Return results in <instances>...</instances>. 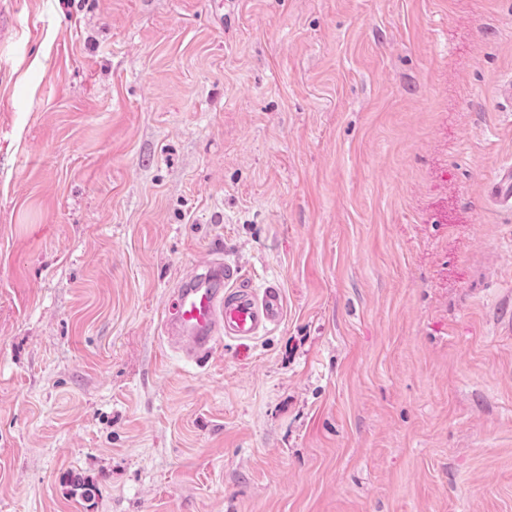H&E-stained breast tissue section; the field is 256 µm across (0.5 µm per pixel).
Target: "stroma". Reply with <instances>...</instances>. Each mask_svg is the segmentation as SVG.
Listing matches in <instances>:
<instances>
[{"label": "stroma", "mask_w": 512, "mask_h": 512, "mask_svg": "<svg viewBox=\"0 0 512 512\" xmlns=\"http://www.w3.org/2000/svg\"><path fill=\"white\" fill-rule=\"evenodd\" d=\"M506 74L512 0H0V512H512ZM206 257L286 312L198 362ZM489 194L500 208L512 213V165L498 170Z\"/></svg>", "instance_id": "35a3bbf8"}]
</instances>
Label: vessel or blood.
<instances>
[{"label":"vessel or blood","mask_w":512,"mask_h":512,"mask_svg":"<svg viewBox=\"0 0 512 512\" xmlns=\"http://www.w3.org/2000/svg\"><path fill=\"white\" fill-rule=\"evenodd\" d=\"M490 197L512 213V165L498 170ZM284 314L279 287L255 289L236 264L212 259L177 282L162 330L167 346L199 359L211 353L218 336L251 341L279 326Z\"/></svg>","instance_id":"obj_1"}]
</instances>
